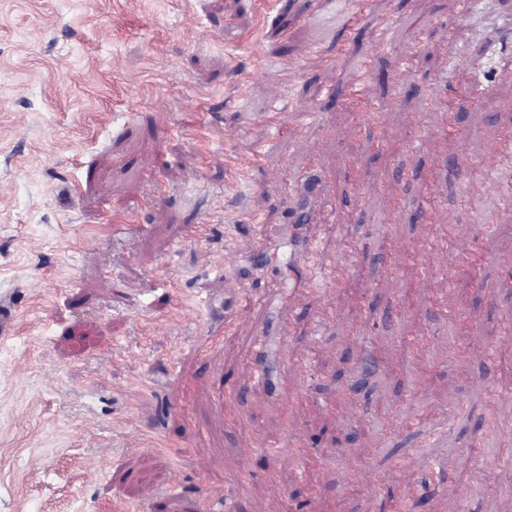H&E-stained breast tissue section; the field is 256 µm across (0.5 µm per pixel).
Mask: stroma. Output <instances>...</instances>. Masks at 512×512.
I'll use <instances>...</instances> for the list:
<instances>
[{
    "instance_id": "obj_1",
    "label": "stroma",
    "mask_w": 512,
    "mask_h": 512,
    "mask_svg": "<svg viewBox=\"0 0 512 512\" xmlns=\"http://www.w3.org/2000/svg\"><path fill=\"white\" fill-rule=\"evenodd\" d=\"M358 2L0 0V512H279L269 470L299 512H512V0ZM305 240L343 285L298 305Z\"/></svg>"
}]
</instances>
